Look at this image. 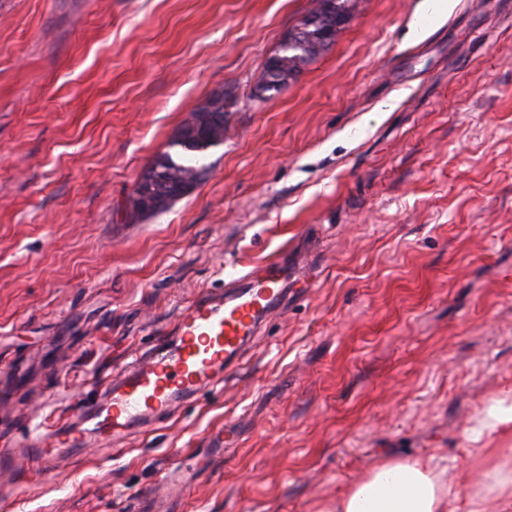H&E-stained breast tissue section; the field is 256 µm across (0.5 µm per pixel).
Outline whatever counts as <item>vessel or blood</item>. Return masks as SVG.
Instances as JSON below:
<instances>
[{"label": "vessel or blood", "instance_id": "obj_1", "mask_svg": "<svg viewBox=\"0 0 512 512\" xmlns=\"http://www.w3.org/2000/svg\"><path fill=\"white\" fill-rule=\"evenodd\" d=\"M290 278L285 260L274 259L226 283L223 293L200 294L180 313L172 343L102 383L98 399L79 411L83 426L57 424L49 445L39 428H27L17 447L0 448V468L13 471L17 490H24V461L51 467L60 457L78 456L92 441L148 426L175 405L212 391L218 375L235 372L253 337L287 304Z\"/></svg>", "mask_w": 512, "mask_h": 512}]
</instances>
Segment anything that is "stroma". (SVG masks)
Returning <instances> with one entry per match:
<instances>
[{"label":"stroma","mask_w":512,"mask_h":512,"mask_svg":"<svg viewBox=\"0 0 512 512\" xmlns=\"http://www.w3.org/2000/svg\"><path fill=\"white\" fill-rule=\"evenodd\" d=\"M313 0H0V448L75 414L201 291L287 258L238 371L32 471L12 512H320L378 460L433 458L512 389V0H359L287 89ZM224 141L167 208L124 200L213 94ZM293 40H295L293 45H290L288 40H285L279 51L267 61L264 75L265 89L267 91H280L288 86L287 79H284L278 83L279 87H274L273 89L266 88L268 83L266 67L273 57L281 59L286 70L288 72L295 71L297 75L302 71L303 67L311 63L316 58L310 49L313 46V42L316 40L315 32L313 30L308 31L305 37Z\"/></svg>","instance_id":"1"}]
</instances>
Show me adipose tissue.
Returning a JSON list of instances; mask_svg holds the SVG:
<instances>
[{
  "label": "adipose tissue",
  "instance_id": "ef3b65f1",
  "mask_svg": "<svg viewBox=\"0 0 512 512\" xmlns=\"http://www.w3.org/2000/svg\"><path fill=\"white\" fill-rule=\"evenodd\" d=\"M512 432V393L491 399L470 429L472 441ZM512 512V460L491 462L482 482L466 496L456 494L445 470L419 457L387 458L375 463L337 498L332 512H486L488 502Z\"/></svg>",
  "mask_w": 512,
  "mask_h": 512
}]
</instances>
